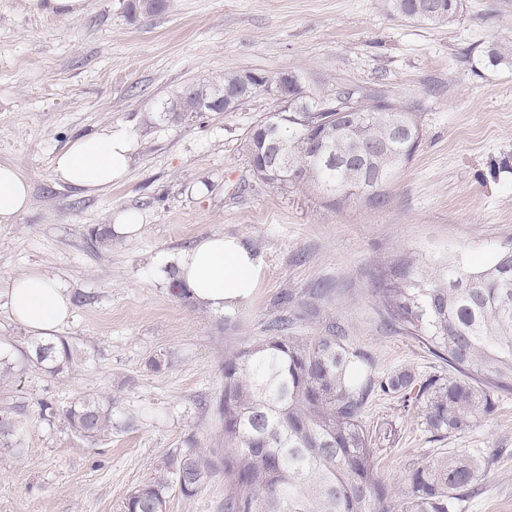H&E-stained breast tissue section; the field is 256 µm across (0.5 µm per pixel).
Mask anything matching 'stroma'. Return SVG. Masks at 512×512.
Returning <instances> with one entry per match:
<instances>
[{"label": "stroma", "mask_w": 512, "mask_h": 512, "mask_svg": "<svg viewBox=\"0 0 512 512\" xmlns=\"http://www.w3.org/2000/svg\"><path fill=\"white\" fill-rule=\"evenodd\" d=\"M127 2L87 0L64 19L0 0V163L32 190L29 210L0 224V279L35 267L58 278L74 299L58 333L78 354L67 376L31 370L0 389V400L29 409L27 455L0 453V512H122L187 449L219 461L224 354L283 316L294 336L343 324L372 360L355 363L357 379L454 377L392 319L383 290L401 259L425 268L460 254L486 266L512 239V66L483 57L512 42V0H462L444 25L394 18L385 0H167L136 17ZM237 71H292L320 95L368 86L417 104L423 141L386 205L333 208L311 185L257 180L242 145L274 95L233 112L160 116L183 87ZM109 125L132 139L124 181L95 195L57 181L54 160L69 142ZM124 210L140 214L142 234L93 241L92 229ZM215 234L241 239L261 269L251 299L227 314L176 296L164 274ZM84 397L110 405L111 431L86 438L36 410L42 399L67 407ZM362 422L369 435L390 434L374 464L393 491L425 461L467 452L488 466L458 512H512V394L439 441L389 395L371 396ZM226 493L218 471L195 495L170 487L166 512H222Z\"/></svg>", "instance_id": "1"}]
</instances>
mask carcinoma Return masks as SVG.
Returning a JSON list of instances; mask_svg holds the SVG:
<instances>
[{
  "label": "carcinoma",
  "mask_w": 512,
  "mask_h": 512,
  "mask_svg": "<svg viewBox=\"0 0 512 512\" xmlns=\"http://www.w3.org/2000/svg\"><path fill=\"white\" fill-rule=\"evenodd\" d=\"M164 0H128L130 16L163 11ZM402 20L447 24L460 13L461 0H387ZM487 65H512V46L493 44ZM278 75H262L239 88L235 73L203 80L178 92L162 112L224 111V92L241 89L242 99L262 90L277 93ZM358 98L352 119L334 110ZM423 139L422 115L376 88L340 90L318 98L300 86L278 101L246 134L243 150L253 175L272 188L311 183L328 204L366 197L382 206L397 174ZM325 147L321 158L312 144ZM397 284L387 289L392 317L459 377L417 380L403 370L358 385L351 366H372L337 323L313 336L288 334V319L269 324L266 335L224 355V392L218 415L224 438V512H456L463 492L475 491L482 461L453 452L415 468L406 491L397 496L374 470V444L362 424L370 392L399 396L418 410L422 425L441 440L493 412L495 398L512 393V240L500 246L488 266L441 258L431 270L412 273L413 260ZM76 354L62 336L34 340L24 362L0 358V384L35 366L54 376L72 372ZM71 428L95 437L112 429L111 412L96 398L63 411ZM24 405L0 404V450L27 453ZM215 468L191 450L172 463L171 477H157L126 498L123 512H166L165 489L173 480L192 496Z\"/></svg>",
  "instance_id": "cac0c4a2"
}]
</instances>
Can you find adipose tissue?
Wrapping results in <instances>:
<instances>
[{
    "label": "adipose tissue",
    "mask_w": 512,
    "mask_h": 512,
    "mask_svg": "<svg viewBox=\"0 0 512 512\" xmlns=\"http://www.w3.org/2000/svg\"><path fill=\"white\" fill-rule=\"evenodd\" d=\"M130 153L131 138L123 129L81 135L58 156L53 174L60 182L89 193L103 192L123 179ZM30 204L28 178L14 165L0 164V224L14 223ZM175 264L194 299L213 310L246 303L258 284L259 266L237 238H203L181 251ZM0 295L13 319L39 336L56 332L71 314L66 288L42 270L1 279Z\"/></svg>",
    "instance_id": "adipose-tissue-1"
}]
</instances>
